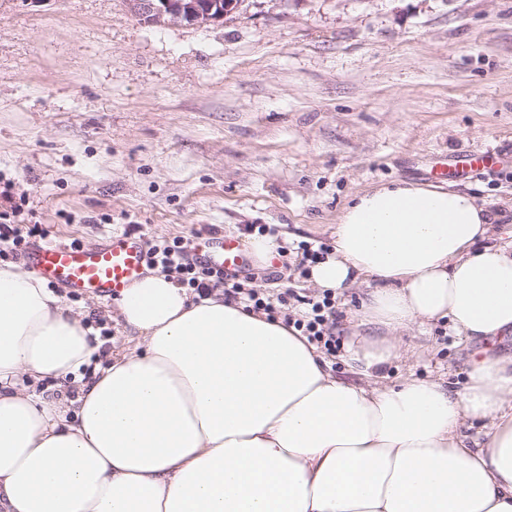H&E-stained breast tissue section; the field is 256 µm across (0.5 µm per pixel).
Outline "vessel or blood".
<instances>
[{
  "mask_svg": "<svg viewBox=\"0 0 512 512\" xmlns=\"http://www.w3.org/2000/svg\"><path fill=\"white\" fill-rule=\"evenodd\" d=\"M204 248L209 266L229 275L250 262L233 237L208 238ZM31 263L37 274L70 293L112 300L120 298L124 288L141 275L146 257L141 237L125 233L94 248L48 242L33 252Z\"/></svg>",
  "mask_w": 512,
  "mask_h": 512,
  "instance_id": "1",
  "label": "vessel or blood"
}]
</instances>
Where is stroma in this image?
I'll return each mask as SVG.
<instances>
[{
	"mask_svg": "<svg viewBox=\"0 0 512 512\" xmlns=\"http://www.w3.org/2000/svg\"><path fill=\"white\" fill-rule=\"evenodd\" d=\"M508 163L444 179L512 231V0H242L215 24L150 27L125 0H0V189L44 230L31 247L144 243L251 224L330 243L352 196L427 184L449 156ZM295 253L253 262L246 287L319 297ZM57 295L113 345L115 301ZM383 373L467 382L450 323L401 339Z\"/></svg>",
	"mask_w": 512,
	"mask_h": 512,
	"instance_id": "35a3bbf8",
	"label": "stroma"
}]
</instances>
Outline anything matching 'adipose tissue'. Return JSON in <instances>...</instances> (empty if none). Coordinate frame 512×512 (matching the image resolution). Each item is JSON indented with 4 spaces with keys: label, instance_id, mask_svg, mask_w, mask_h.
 I'll list each match as a JSON object with an SVG mask.
<instances>
[{
    "label": "adipose tissue",
    "instance_id": "1",
    "mask_svg": "<svg viewBox=\"0 0 512 512\" xmlns=\"http://www.w3.org/2000/svg\"><path fill=\"white\" fill-rule=\"evenodd\" d=\"M494 220L463 190L352 196L309 280L368 287L342 354L360 384L284 321L157 271L125 288L126 343L91 368L94 329L0 263V512H512V353L473 359L460 390L382 375L416 324L512 336Z\"/></svg>",
    "mask_w": 512,
    "mask_h": 512
}]
</instances>
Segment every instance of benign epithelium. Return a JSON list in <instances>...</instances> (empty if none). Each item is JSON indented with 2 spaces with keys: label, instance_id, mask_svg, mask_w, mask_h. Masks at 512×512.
Masks as SVG:
<instances>
[{
  "label": "benign epithelium",
  "instance_id": "benign-epithelium-1",
  "mask_svg": "<svg viewBox=\"0 0 512 512\" xmlns=\"http://www.w3.org/2000/svg\"><path fill=\"white\" fill-rule=\"evenodd\" d=\"M129 11L148 26L164 27L189 22L199 27L219 22L232 13L235 3L224 6L200 0H126Z\"/></svg>",
  "mask_w": 512,
  "mask_h": 512
}]
</instances>
